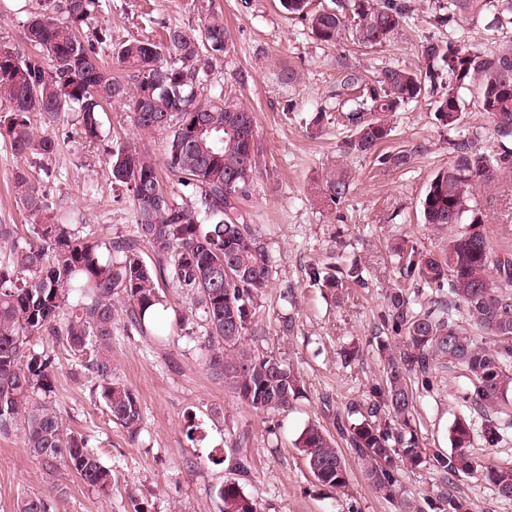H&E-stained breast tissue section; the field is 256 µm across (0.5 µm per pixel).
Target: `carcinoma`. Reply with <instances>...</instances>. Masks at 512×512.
<instances>
[{"label": "carcinoma", "mask_w": 512, "mask_h": 512, "mask_svg": "<svg viewBox=\"0 0 512 512\" xmlns=\"http://www.w3.org/2000/svg\"><path fill=\"white\" fill-rule=\"evenodd\" d=\"M289 14L307 21L314 39L333 44L349 30L354 41L382 47L398 34L410 12L408 0H334L313 11L310 0H280ZM434 21L441 27L486 20L512 26V0H435ZM103 11L102 0H43L25 25L24 54L0 44V137L12 152L49 157L58 142L34 131L31 116L48 125L75 112L88 142L101 137L98 114L117 103L141 131H163L161 162L130 144L107 149L112 182L131 197L138 238L101 241L82 236L72 225L43 216L44 203L25 171L16 187L33 224L28 240L0 225L10 248L0 255V434L23 428L29 451L44 463H64L91 490L112 489V468L89 446L87 436L70 430L55 406V356L31 349L45 334L98 382L100 399L112 423L134 438L142 411L135 390L115 377L112 336L118 308L141 332L165 308L162 287L191 297L202 310L207 364L255 411L285 410L301 397L300 376L275 356H260L243 345L259 297L275 262L259 233L247 224L244 202L261 164L253 113L223 91L200 96L211 60L224 54L229 35L214 15L201 36L166 29L164 39L134 37L116 46L108 28H89ZM111 56L127 71L112 76ZM341 89L362 85L358 107L347 114V150L375 156L381 165L404 169L414 152L378 153L390 136V116L427 95L434 97L436 121L456 127L464 110L460 91L476 83L479 107L492 120L498 147L487 153L474 136L450 143V167L436 173L420 201L423 223L449 231L439 252L423 251L406 240L395 243L401 277L413 293L392 289L387 296L378 351L385 379L371 386L368 401L336 415L340 436L354 449L367 479L400 503V512H470L469 501L453 493L458 478L478 477L497 495L512 499V467L484 462L472 451L474 434L496 446L504 428L493 419L512 396V255L490 242L475 191L512 173V41L494 52L451 39L420 45L415 67H385L361 82L347 64ZM209 131L195 136L196 119ZM173 184L190 191L178 201L164 189L159 168ZM349 175H326L315 194L335 207L350 192ZM154 261L146 263L139 245ZM106 249L109 259L102 260ZM315 285L341 288L360 284L363 273L328 264L310 273ZM443 288L444 295L434 294ZM488 336L480 346L467 326ZM452 363L466 379L460 396L469 414L453 423L451 448H427L414 433L417 396L434 387L436 370ZM352 415L358 416L354 422ZM313 477L339 491L351 475L330 434L309 424L296 440ZM432 467L442 490L415 505L404 497V468ZM223 512H258L256 503L234 481L218 489ZM47 497L32 494L16 502V512H49Z\"/></svg>", "instance_id": "obj_1"}]
</instances>
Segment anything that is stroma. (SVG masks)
Wrapping results in <instances>:
<instances>
[{
  "mask_svg": "<svg viewBox=\"0 0 512 512\" xmlns=\"http://www.w3.org/2000/svg\"><path fill=\"white\" fill-rule=\"evenodd\" d=\"M105 3L98 22L111 29L116 44L134 35L158 36L175 25L197 37L211 12L223 15L230 46L212 60L204 86L239 99L254 115L262 164L244 208L275 258L244 343L290 364L302 377L304 394L285 410L246 406L206 366L205 330L193 300L171 289L165 312L175 325L171 336L137 332L122 319L112 337L116 376L141 401L142 429L132 439L108 419L96 380L76 373L61 345L42 337L37 349L56 354V407L68 427L89 435L92 448L111 466L112 491L96 493L64 465L47 466L30 453L18 430L0 435V512H14L17 498L30 492L45 495L51 512H219L217 490L228 480L256 501L258 512H347L351 498L359 512H398L397 503L363 477L352 448L341 449L351 473L345 496L314 479L295 442L311 423L335 431L337 414L350 403L365 402L370 386L384 378L374 338L386 297L402 282L389 247L400 238L422 250L435 251L447 242V231L421 222L424 190L448 168L452 140L473 134L492 151L497 135L476 106L473 86L461 92L466 108L456 128L436 122L428 98L392 117L385 150L416 151L404 170L379 166L369 155L344 153L346 128L328 123L310 128L306 122L318 110L338 108L339 58H347L365 79L383 66L417 64L421 42L440 34L427 0H412L401 32L373 49L357 47L347 32L336 44L317 42L306 22L289 18L279 0ZM37 6V0H0V44L27 52L24 24ZM99 119L101 139L90 143L80 134L77 116L65 115L49 128L59 143L56 154L39 161L15 156L0 139V225L22 234L30 222L15 188V176L25 168L53 214L69 215L81 234L103 241L135 236L132 204L112 183L106 148L125 142L157 157L165 135L136 129L116 104L106 106ZM333 168L351 177V192L335 209L312 194L317 180ZM476 202L493 244L512 253V174L477 192ZM333 261L358 263L365 286L345 289L337 298L313 286L311 268ZM286 320L291 330H283ZM354 344L361 359L345 365L341 351ZM461 384L458 369L442 367L433 391L418 398L417 432L427 447L449 449V430L462 413L456 400ZM238 457L248 460L247 474L235 471ZM455 490L473 512H512V500L498 497L478 478L460 477Z\"/></svg>",
  "mask_w": 512,
  "mask_h": 512,
  "instance_id": "obj_1",
  "label": "stroma"
}]
</instances>
